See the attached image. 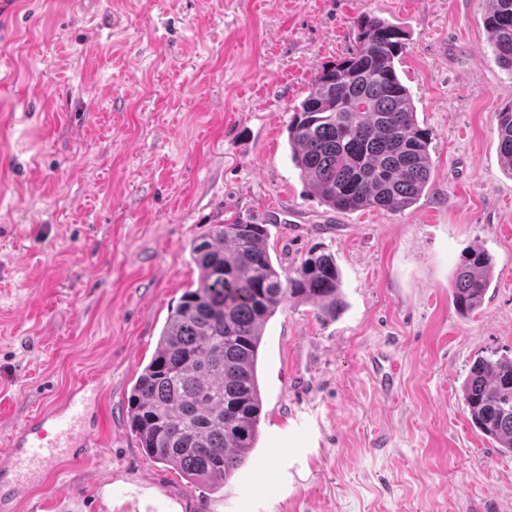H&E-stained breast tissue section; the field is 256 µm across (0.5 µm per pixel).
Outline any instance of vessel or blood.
<instances>
[{"label": "vessel or blood", "mask_w": 512, "mask_h": 512, "mask_svg": "<svg viewBox=\"0 0 512 512\" xmlns=\"http://www.w3.org/2000/svg\"><path fill=\"white\" fill-rule=\"evenodd\" d=\"M98 388L81 383L56 405L27 420L0 457V482L32 487L62 460L84 453L96 444L84 431L86 415L96 404Z\"/></svg>", "instance_id": "obj_1"}]
</instances>
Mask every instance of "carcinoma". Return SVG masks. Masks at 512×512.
Wrapping results in <instances>:
<instances>
[{
    "label": "carcinoma",
    "instance_id": "1",
    "mask_svg": "<svg viewBox=\"0 0 512 512\" xmlns=\"http://www.w3.org/2000/svg\"><path fill=\"white\" fill-rule=\"evenodd\" d=\"M496 62L512 72V0H485ZM406 35L362 14L353 45L322 67L292 107L291 159L303 180L338 212H401L417 203L432 174L433 132L420 126L395 61ZM498 151L512 173V108L496 113ZM267 225L236 218L190 243L199 270L170 312L154 354L127 396L130 432L142 450L192 485L224 488L257 447L263 397L258 377L268 322L288 303L335 319L342 305L336 258L311 250L290 270L274 265ZM494 262L483 248L462 254L452 280L456 312L478 311ZM474 429L512 453V354L479 357L463 381Z\"/></svg>",
    "mask_w": 512,
    "mask_h": 512
}]
</instances>
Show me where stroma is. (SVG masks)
<instances>
[{
    "instance_id": "stroma-1",
    "label": "stroma",
    "mask_w": 512,
    "mask_h": 512,
    "mask_svg": "<svg viewBox=\"0 0 512 512\" xmlns=\"http://www.w3.org/2000/svg\"><path fill=\"white\" fill-rule=\"evenodd\" d=\"M0 12V452L86 379L98 445L18 512H512V453L475 430L461 385L512 350V105L484 0H10ZM400 26L398 73L434 133L411 208L339 213L294 166L287 127L357 16ZM264 221L273 262L335 256L345 305L267 324L260 439L224 489L190 485L131 435L126 395L183 292L191 241ZM487 250L460 316L461 255ZM398 375L385 393L375 357ZM498 151L505 167L512 174V107L497 112ZM494 262L483 248L462 254L452 280V302L456 312L468 316L478 311L489 288Z\"/></svg>"
}]
</instances>
